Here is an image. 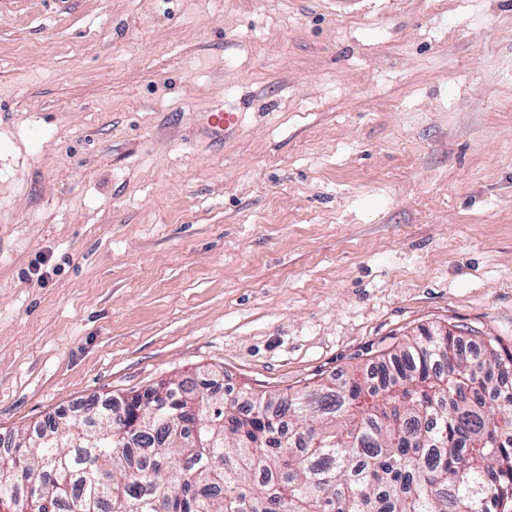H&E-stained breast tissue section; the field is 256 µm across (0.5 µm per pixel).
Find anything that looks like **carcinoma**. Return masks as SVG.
<instances>
[{
  "label": "carcinoma",
  "mask_w": 512,
  "mask_h": 512,
  "mask_svg": "<svg viewBox=\"0 0 512 512\" xmlns=\"http://www.w3.org/2000/svg\"><path fill=\"white\" fill-rule=\"evenodd\" d=\"M448 329L287 395L169 379L0 447L10 512H512V352Z\"/></svg>",
  "instance_id": "carcinoma-1"
}]
</instances>
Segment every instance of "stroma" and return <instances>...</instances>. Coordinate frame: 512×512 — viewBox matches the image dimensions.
<instances>
[{
    "instance_id": "35a3bbf8",
    "label": "stroma",
    "mask_w": 512,
    "mask_h": 512,
    "mask_svg": "<svg viewBox=\"0 0 512 512\" xmlns=\"http://www.w3.org/2000/svg\"><path fill=\"white\" fill-rule=\"evenodd\" d=\"M437 326L512 351V0L0 8L1 438ZM202 126L212 137L222 138L233 132L239 125L237 110L225 108L222 103H213L200 114Z\"/></svg>"
}]
</instances>
